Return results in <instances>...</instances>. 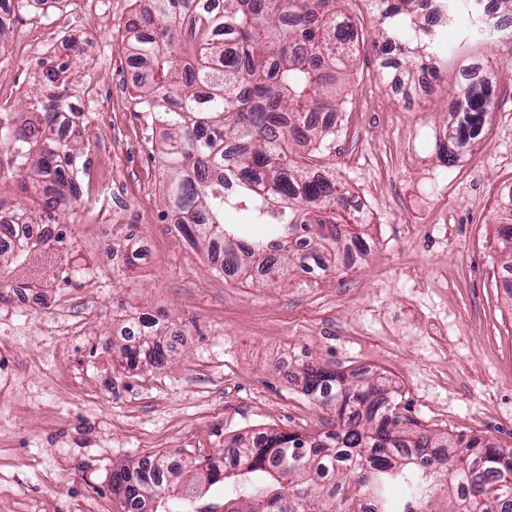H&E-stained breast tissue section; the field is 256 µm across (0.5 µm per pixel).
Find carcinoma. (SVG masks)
<instances>
[{"label": "carcinoma", "mask_w": 512, "mask_h": 512, "mask_svg": "<svg viewBox=\"0 0 512 512\" xmlns=\"http://www.w3.org/2000/svg\"><path fill=\"white\" fill-rule=\"evenodd\" d=\"M141 25L122 51L145 61L136 104L164 128L159 147L167 184L163 203L192 245L224 244L216 272L243 279L256 270L276 285L301 269L335 264L340 242L364 245L365 218L349 211L348 191L309 167L292 144H323L319 112H337L358 40L343 0H133ZM387 31L382 67L425 60L421 44L430 0H378ZM42 62L27 105L33 118L0 124V178H18L25 199L0 198L21 224H75L84 213L68 176L80 152L81 112L72 102L79 46ZM482 78L459 88L449 104L457 120L437 153L477 139L493 97ZM497 241L512 271V213ZM29 237L0 250V303L13 276L41 254ZM168 318L144 322L139 339L119 348L122 366H162L175 356ZM322 406L336 409L323 435L269 430L251 442L224 444L217 457L150 455L112 469L121 507L146 502L150 512H512V461L477 438H434L397 428L388 390L377 380L348 382L340 372L306 364L294 376ZM222 494L218 503L202 504Z\"/></svg>", "instance_id": "obj_1"}]
</instances>
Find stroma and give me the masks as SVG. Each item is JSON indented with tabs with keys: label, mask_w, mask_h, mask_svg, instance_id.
<instances>
[{
	"label": "stroma",
	"mask_w": 512,
	"mask_h": 512,
	"mask_svg": "<svg viewBox=\"0 0 512 512\" xmlns=\"http://www.w3.org/2000/svg\"><path fill=\"white\" fill-rule=\"evenodd\" d=\"M107 18H73L60 0L15 14L0 62V106L21 111L40 64L85 39L74 101L83 112L84 198L136 227L147 268L125 278L106 252L120 244L98 211L68 227L76 287L43 282L36 297L0 303V512H123L112 468L153 453L221 455L225 438L264 430L330 429L319 406L284 375L313 362L382 378L413 432L478 436L512 448V277L500 271L494 222L512 187V29L476 38L448 29L434 74L411 72L396 92L381 66L373 0H346L360 42L350 96L319 170L366 205V249L322 276L281 285L220 277L163 204L162 131L135 100L141 68L121 51L132 0H106ZM499 76L478 143L448 165L437 137L448 99L473 61ZM100 275L85 284L86 268ZM87 298L99 316L83 336L50 331L56 303ZM166 312L183 331L177 361L121 367L112 307Z\"/></svg>",
	"instance_id": "stroma-1"
}]
</instances>
